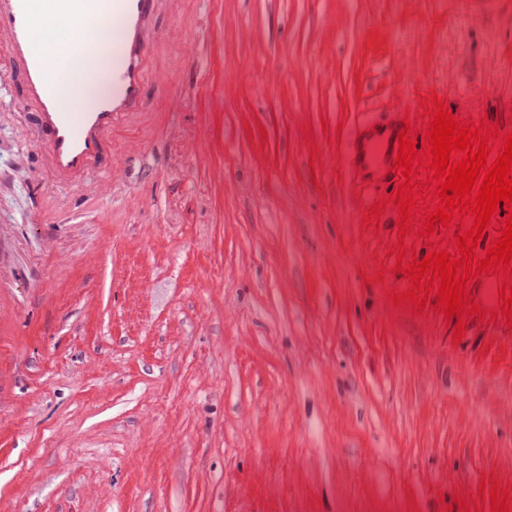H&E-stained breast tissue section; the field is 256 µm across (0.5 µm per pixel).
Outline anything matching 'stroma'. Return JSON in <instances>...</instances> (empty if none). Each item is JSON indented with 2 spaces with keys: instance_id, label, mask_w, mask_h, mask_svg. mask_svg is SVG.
Listing matches in <instances>:
<instances>
[{
  "instance_id": "obj_1",
  "label": "stroma",
  "mask_w": 512,
  "mask_h": 512,
  "mask_svg": "<svg viewBox=\"0 0 512 512\" xmlns=\"http://www.w3.org/2000/svg\"><path fill=\"white\" fill-rule=\"evenodd\" d=\"M158 0L108 172L57 185L0 92V512H491L512 485L502 273L456 320L396 306L364 112L435 93L512 132V0ZM383 204L380 225L364 210ZM383 282H375L378 268Z\"/></svg>"
}]
</instances>
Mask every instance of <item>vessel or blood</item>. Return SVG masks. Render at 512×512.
I'll return each instance as SVG.
<instances>
[{
    "label": "vessel or blood",
    "mask_w": 512,
    "mask_h": 512,
    "mask_svg": "<svg viewBox=\"0 0 512 512\" xmlns=\"http://www.w3.org/2000/svg\"><path fill=\"white\" fill-rule=\"evenodd\" d=\"M156 0H57L53 11L38 0H0V86L19 83L22 104L33 112L40 145L58 183L69 184L101 167L112 143L113 131L139 111L146 86V58L154 44L149 20ZM65 16L80 34L66 43L60 55L82 57V68L59 81L47 70L35 36L49 14ZM112 25L118 39L112 44V89L85 103L87 78L101 55L88 32ZM404 116L385 118L362 113L351 139L350 167L362 186L385 180L395 171L397 137Z\"/></svg>",
    "instance_id": "vessel-or-blood-1"
}]
</instances>
